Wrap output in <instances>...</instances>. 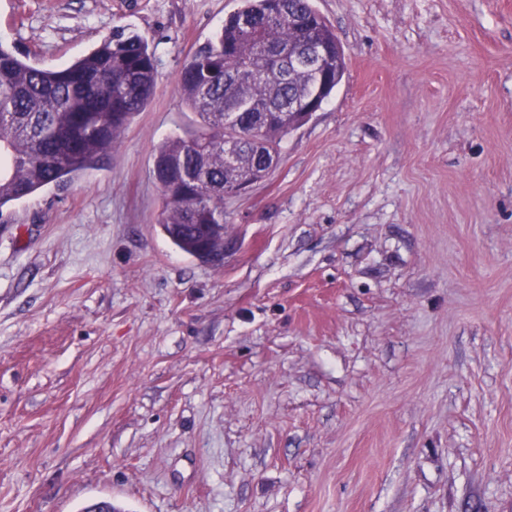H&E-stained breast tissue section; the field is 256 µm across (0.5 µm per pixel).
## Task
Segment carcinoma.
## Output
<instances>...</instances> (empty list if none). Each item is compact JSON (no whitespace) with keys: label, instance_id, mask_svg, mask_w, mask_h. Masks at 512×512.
<instances>
[{"label":"carcinoma","instance_id":"obj_1","mask_svg":"<svg viewBox=\"0 0 512 512\" xmlns=\"http://www.w3.org/2000/svg\"><path fill=\"white\" fill-rule=\"evenodd\" d=\"M239 2L177 81L199 127L164 141L155 156L166 199L159 225L190 256L203 225L224 223V135L237 138L247 170H267L296 122L293 117L286 125L278 113L295 111V103L318 88L296 64L297 54L311 42L328 50L321 106L346 67L333 28L311 0ZM239 68L245 70L241 83L224 79ZM155 75L148 42L125 27L113 28L62 69L35 66L0 43V217L6 205L64 185L112 157L123 130L152 97Z\"/></svg>","mask_w":512,"mask_h":512}]
</instances>
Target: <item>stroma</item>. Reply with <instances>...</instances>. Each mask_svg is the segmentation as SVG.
<instances>
[{
  "label": "stroma",
  "mask_w": 512,
  "mask_h": 512,
  "mask_svg": "<svg viewBox=\"0 0 512 512\" xmlns=\"http://www.w3.org/2000/svg\"><path fill=\"white\" fill-rule=\"evenodd\" d=\"M312 5L346 72L216 267L153 170L236 0H0L40 67L156 51L112 157L0 213V512H512V0Z\"/></svg>",
  "instance_id": "35a3bbf8"
}]
</instances>
